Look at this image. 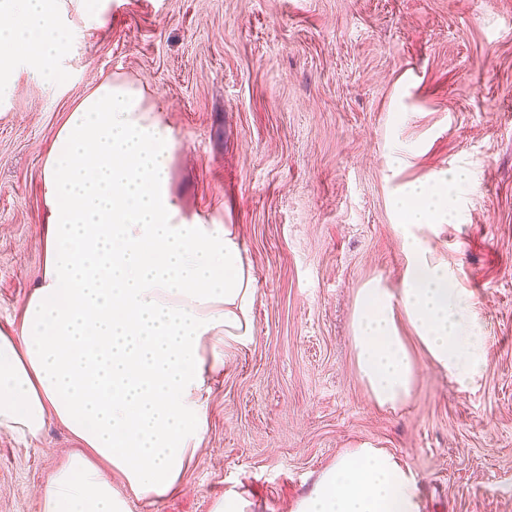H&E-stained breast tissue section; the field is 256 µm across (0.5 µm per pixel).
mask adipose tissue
I'll return each mask as SVG.
<instances>
[{
	"instance_id": "obj_1",
	"label": "adipose tissue",
	"mask_w": 512,
	"mask_h": 512,
	"mask_svg": "<svg viewBox=\"0 0 512 512\" xmlns=\"http://www.w3.org/2000/svg\"><path fill=\"white\" fill-rule=\"evenodd\" d=\"M71 42L60 0H0V100L14 74L62 84ZM178 142L139 89L101 80L69 112L45 159L44 272L21 325L0 332V434L40 439L49 420L81 444L38 491L39 512H130L176 491L206 431L204 403L224 348L250 339L257 296L234 226L181 217L168 187ZM464 171L403 188L412 230L398 288L359 289L353 345L370 398L407 401L416 359L469 389L488 338L466 289L418 229L447 222ZM123 476L128 492L112 486ZM293 512H422L415 477L367 443L324 468Z\"/></svg>"
}]
</instances>
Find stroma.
Masks as SVG:
<instances>
[{"instance_id": "stroma-1", "label": "stroma", "mask_w": 512, "mask_h": 512, "mask_svg": "<svg viewBox=\"0 0 512 512\" xmlns=\"http://www.w3.org/2000/svg\"><path fill=\"white\" fill-rule=\"evenodd\" d=\"M63 2L67 81L19 70L0 107V331L42 274L46 155L105 77L162 104L182 217L234 225L258 289L181 489L132 512H214L228 490L291 512L364 441L411 469L425 512H512V0H99L97 21ZM451 168L469 176L457 219L423 236L475 305L487 369L463 391L415 350L412 396L383 408L356 367L354 300L398 287L394 202ZM78 446L55 422L0 436V512H38Z\"/></svg>"}]
</instances>
